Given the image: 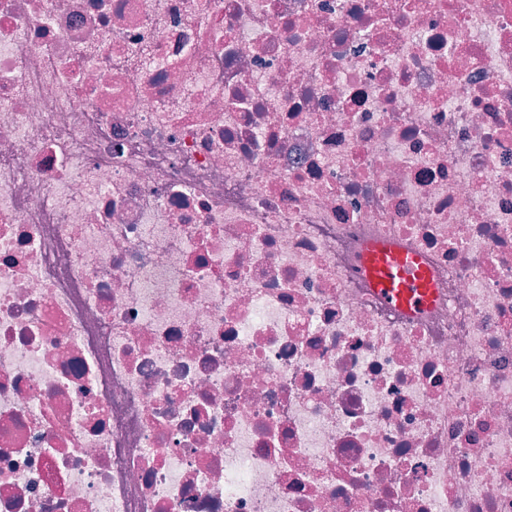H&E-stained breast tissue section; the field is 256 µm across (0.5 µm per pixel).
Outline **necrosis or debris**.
Wrapping results in <instances>:
<instances>
[{
	"instance_id": "1",
	"label": "necrosis or debris",
	"mask_w": 512,
	"mask_h": 512,
	"mask_svg": "<svg viewBox=\"0 0 512 512\" xmlns=\"http://www.w3.org/2000/svg\"><path fill=\"white\" fill-rule=\"evenodd\" d=\"M0 512H512V0H0ZM361 271L381 298L408 312L424 310L435 300L431 273L412 251L371 241L364 247Z\"/></svg>"
}]
</instances>
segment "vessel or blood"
Instances as JSON below:
<instances>
[{
	"label": "vessel or blood",
	"instance_id": "1",
	"mask_svg": "<svg viewBox=\"0 0 512 512\" xmlns=\"http://www.w3.org/2000/svg\"><path fill=\"white\" fill-rule=\"evenodd\" d=\"M361 271L381 298L403 310L418 312L435 300L431 273L412 251L384 241L369 242L363 251Z\"/></svg>",
	"mask_w": 512,
	"mask_h": 512
}]
</instances>
